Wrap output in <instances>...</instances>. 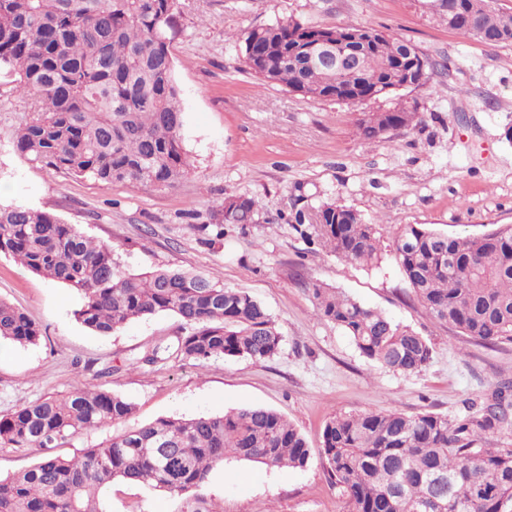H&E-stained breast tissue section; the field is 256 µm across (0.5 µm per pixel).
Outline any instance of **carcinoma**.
Segmentation results:
<instances>
[{"mask_svg":"<svg viewBox=\"0 0 512 512\" xmlns=\"http://www.w3.org/2000/svg\"><path fill=\"white\" fill-rule=\"evenodd\" d=\"M178 0H0V75L31 99L15 148L54 171L103 183L172 187L189 173L181 137L183 112L167 29ZM448 28L486 43L512 41V14L491 0H453ZM339 36L361 52L362 73L348 77L303 47ZM245 68L265 84L316 100L347 86L366 101L395 104L358 121L365 140L415 129L416 105L401 100L398 75L429 64L410 41L369 27L317 28L290 18L238 37ZM256 202L226 197L223 224H251ZM293 228L311 244L360 266L382 258L381 233L344 205H320L316 221L298 211ZM392 253L409 288L437 321L480 343H512V226L455 237L407 224ZM30 272L79 290L75 316L110 335L160 313L190 328L170 355L203 367L215 359H272L282 336L265 307L245 291L178 269L126 275L112 247L85 236L55 214L0 204V254ZM316 313L340 328L359 354L404 375L433 359L431 342L383 311L324 284L311 288ZM40 325L0 300V338L35 344ZM475 415L450 418L397 410L335 415L323 429L320 454L347 499L348 512H512V445L490 438L512 430V380L481 396ZM132 402L80 382L0 415V448L40 453L33 466L0 477V512H103L101 492L131 481L183 498L181 512H219L192 492L226 459L303 468L305 437L282 414L242 407L222 415L161 417L106 442L63 456L84 431L130 418Z\"/></svg>","mask_w":512,"mask_h":512,"instance_id":"1","label":"carcinoma"}]
</instances>
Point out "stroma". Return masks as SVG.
Segmentation results:
<instances>
[{
    "instance_id": "stroma-1",
    "label": "stroma",
    "mask_w": 512,
    "mask_h": 512,
    "mask_svg": "<svg viewBox=\"0 0 512 512\" xmlns=\"http://www.w3.org/2000/svg\"><path fill=\"white\" fill-rule=\"evenodd\" d=\"M297 18L314 27H371L413 43L431 66L417 102L424 122L382 138H360L364 113L384 100L350 105L313 100L257 80L240 62L236 35ZM181 91V135L192 168L175 186L101 183L51 171L20 155L14 131L30 111L9 79L0 80V202L56 214L111 245L120 270L156 268L206 275L249 292L269 309L283 336L271 360L217 359L206 366L143 354L189 328L163 313L109 335L74 316L76 289L35 275L0 255V300L42 328L34 345L0 340V415L83 380L134 403L130 422L220 414L261 406L284 415L305 436V468L248 461L217 465L197 496L218 512H347L346 498L320 456L334 415L398 410L408 415L467 412L470 399L512 378V343L488 348L431 318L408 288L392 253L360 267L310 249L291 226L297 210L325 201L356 210L381 227L384 243L407 224L455 236L512 226V42L488 44L449 29L429 0H179L168 31ZM228 196L249 197L251 224H228L207 244L206 228ZM338 288L428 338L431 364L396 374L361 357L333 323L318 317L313 284ZM105 512H179V497L113 484Z\"/></svg>"
}]
</instances>
